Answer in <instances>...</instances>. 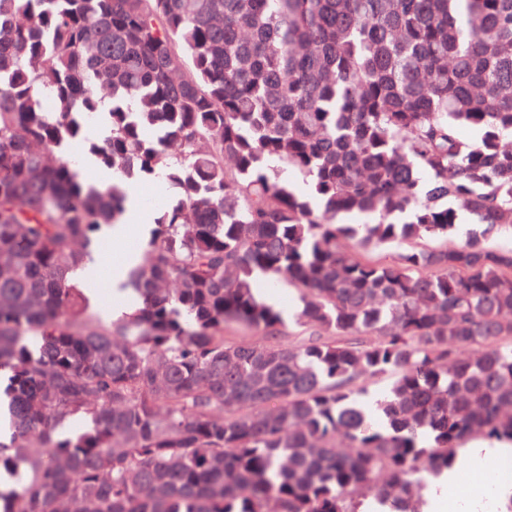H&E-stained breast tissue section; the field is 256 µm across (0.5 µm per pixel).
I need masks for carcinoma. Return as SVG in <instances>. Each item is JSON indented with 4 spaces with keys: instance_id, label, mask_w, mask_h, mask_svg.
<instances>
[{
    "instance_id": "obj_1",
    "label": "carcinoma",
    "mask_w": 512,
    "mask_h": 512,
    "mask_svg": "<svg viewBox=\"0 0 512 512\" xmlns=\"http://www.w3.org/2000/svg\"><path fill=\"white\" fill-rule=\"evenodd\" d=\"M511 136L512 0H0V512H422L512 442ZM159 176L143 307L103 320L72 273ZM262 291L266 296H274L276 298V304L278 305L276 306L282 311L288 336L289 333L293 334L290 336H300L297 334L300 333L301 329L296 324V313L301 307L299 294L285 283L281 284L279 288H265V286H262ZM282 309L284 312L290 310V317L285 316ZM490 442V441H489ZM483 440H477L470 444L466 462L473 463L487 459H500L512 456V448L505 444H491Z\"/></svg>"
}]
</instances>
